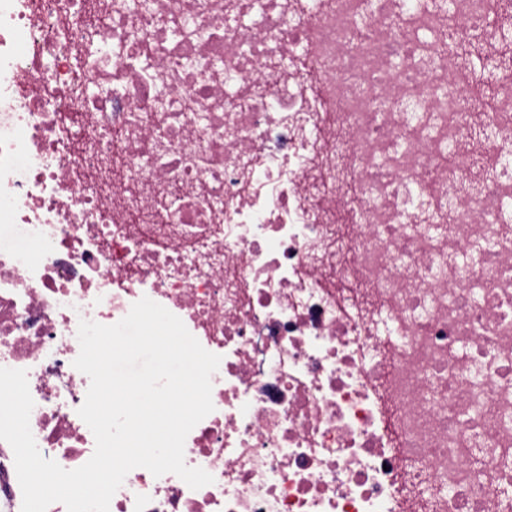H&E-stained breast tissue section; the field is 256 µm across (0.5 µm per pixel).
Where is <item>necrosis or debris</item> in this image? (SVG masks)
Instances as JSON below:
<instances>
[{
	"mask_svg": "<svg viewBox=\"0 0 512 512\" xmlns=\"http://www.w3.org/2000/svg\"><path fill=\"white\" fill-rule=\"evenodd\" d=\"M512 0H0V367L85 464L81 320L221 363L109 512H512ZM507 74L493 106L460 84ZM0 440V512H21Z\"/></svg>",
	"mask_w": 512,
	"mask_h": 512,
	"instance_id": "necrosis-or-debris-1",
	"label": "necrosis or debris"
}]
</instances>
